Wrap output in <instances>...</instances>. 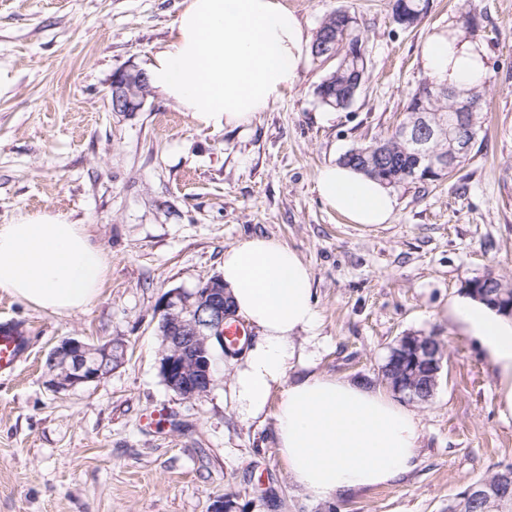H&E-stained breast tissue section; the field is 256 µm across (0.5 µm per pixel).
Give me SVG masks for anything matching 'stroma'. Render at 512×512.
I'll list each match as a JSON object with an SVG mask.
<instances>
[{"label":"stroma","mask_w":512,"mask_h":512,"mask_svg":"<svg viewBox=\"0 0 512 512\" xmlns=\"http://www.w3.org/2000/svg\"><path fill=\"white\" fill-rule=\"evenodd\" d=\"M315 33L349 10L368 37L366 81L326 119L315 93L330 66L298 80L247 127L197 124L159 92L116 112L114 73L146 68L185 0H0V224L42 210L80 224L107 254L99 298L58 315L0 288V322L24 325L32 352L0 378V512H448V501L512 466V413L479 336L449 315L466 279L512 284V0H430L405 29L394 0H284ZM485 50L484 137L446 178L395 186L390 223L367 230L326 207L316 176L385 137L428 76L422 46L460 26ZM261 235L311 268L318 324L303 346L315 371L383 390L407 334L443 343L431 400L408 401L422 428L417 467L390 486L322 502L288 476L273 416L225 402V357L211 392L185 401L163 384L157 303L215 277L224 250ZM65 336L122 347L100 382L62 392L45 359ZM170 420L148 426L156 410Z\"/></svg>","instance_id":"1"}]
</instances>
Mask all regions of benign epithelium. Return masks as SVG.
Listing matches in <instances>:
<instances>
[{
  "label": "benign epithelium",
  "mask_w": 512,
  "mask_h": 512,
  "mask_svg": "<svg viewBox=\"0 0 512 512\" xmlns=\"http://www.w3.org/2000/svg\"><path fill=\"white\" fill-rule=\"evenodd\" d=\"M145 84L144 73L135 68L120 70L112 79L110 102L114 112H138L146 97L140 86ZM396 129L399 138L414 147L418 164L425 172L439 178L448 175L450 158L466 151L469 144L463 138H448V151L429 147L434 137L427 122L402 121ZM484 289V297L512 313V298L500 293L493 295L489 285L464 284V287ZM226 292L221 277L215 276L193 289L173 288L159 299V332L162 348L158 370L169 390L183 400L200 399L212 390L217 367L216 349H224V327L234 318L225 306ZM436 337L405 335L392 346L389 360L401 363V378L390 384L393 391L412 400L428 401L435 393L442 369ZM52 363L61 372L50 371L49 386L55 392L97 383L112 371L114 344H90L78 337L61 339L50 351ZM457 512H464L471 503L480 505L483 512H501L507 495L495 492L484 484H474L459 494Z\"/></svg>",
  "instance_id": "1"
}]
</instances>
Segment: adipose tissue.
Instances as JSON below:
<instances>
[{
    "label": "adipose tissue",
    "mask_w": 512,
    "mask_h": 512,
    "mask_svg": "<svg viewBox=\"0 0 512 512\" xmlns=\"http://www.w3.org/2000/svg\"><path fill=\"white\" fill-rule=\"evenodd\" d=\"M311 39L282 0H187L165 48L149 64L152 86L212 129L246 126L292 88ZM431 77L476 86L485 77L482 46L438 35L422 51ZM319 198L350 223L385 224L397 199L391 188L339 163L316 178ZM108 271L103 249L82 225L45 211L0 225V288L38 308L70 315L99 295ZM221 278L236 316L257 333L236 362L226 395L243 418L273 413L275 442L291 480L326 501L361 487L394 484L417 465L415 414L380 390L313 372L289 378L302 360L296 341L317 325L313 273L282 242L251 236L224 251ZM464 329L482 337L512 410V319L471 298L452 308Z\"/></svg>",
    "instance_id": "obj_1"
}]
</instances>
